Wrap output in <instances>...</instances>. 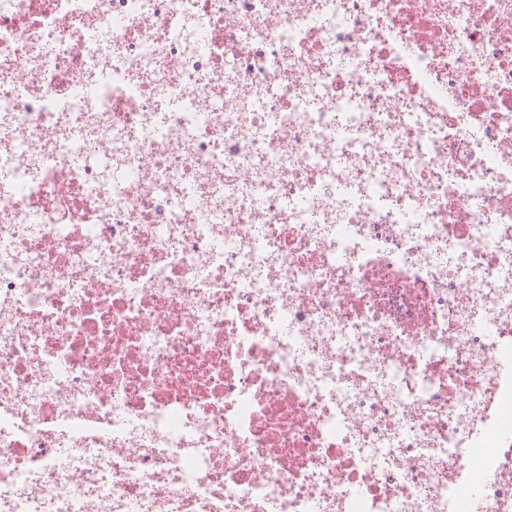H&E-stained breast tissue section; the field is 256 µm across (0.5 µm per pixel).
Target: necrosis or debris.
Wrapping results in <instances>:
<instances>
[{
  "label": "necrosis or debris",
  "mask_w": 512,
  "mask_h": 512,
  "mask_svg": "<svg viewBox=\"0 0 512 512\" xmlns=\"http://www.w3.org/2000/svg\"><path fill=\"white\" fill-rule=\"evenodd\" d=\"M0 512H512V0H0Z\"/></svg>",
  "instance_id": "4bbe7bcc"
}]
</instances>
